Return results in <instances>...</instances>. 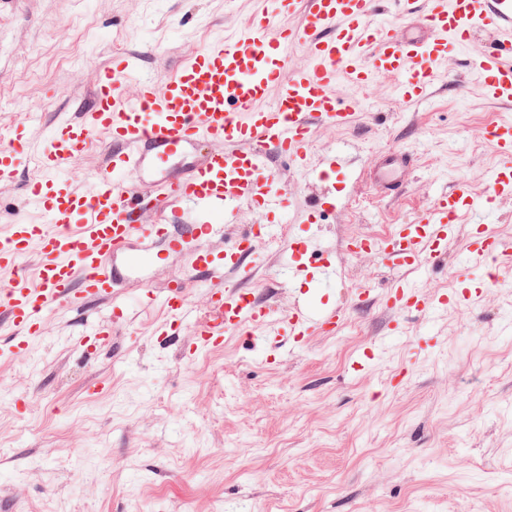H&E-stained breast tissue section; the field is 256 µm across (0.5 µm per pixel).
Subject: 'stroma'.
Listing matches in <instances>:
<instances>
[{
  "label": "stroma",
  "instance_id": "35a3bbf8",
  "mask_svg": "<svg viewBox=\"0 0 512 512\" xmlns=\"http://www.w3.org/2000/svg\"><path fill=\"white\" fill-rule=\"evenodd\" d=\"M260 0H0V139L23 131L38 149L57 122L87 107L113 44L162 78L212 38L249 26ZM493 33L449 57L451 77L408 102L397 75L336 94L357 103L350 127L317 130L312 152L349 156L336 206L320 217L339 281L288 284L287 237L301 234L319 186L284 159L290 220L275 225L240 288L283 311L306 297L344 307L333 332L292 344L262 330L225 334L222 348L156 336L167 315L132 312L105 342L74 339L106 302L50 314L18 347L0 320V512H512V273L477 303L446 305L435 326L388 309L379 253L349 238L386 236L414 220L457 179L484 188L499 164L481 128L512 116L487 98L468 60ZM412 153L402 192L381 197L365 173L379 153ZM34 160L0 183L7 231ZM468 226L459 224L423 294L454 295ZM374 357L351 371L352 359Z\"/></svg>",
  "mask_w": 512,
  "mask_h": 512
}]
</instances>
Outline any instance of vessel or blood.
Here are the masks:
<instances>
[{"instance_id": "vessel-or-blood-1", "label": "vessel or blood", "mask_w": 512, "mask_h": 512, "mask_svg": "<svg viewBox=\"0 0 512 512\" xmlns=\"http://www.w3.org/2000/svg\"><path fill=\"white\" fill-rule=\"evenodd\" d=\"M272 2L276 11H263L246 29L205 46L163 81L143 76L135 55L113 57L98 74L91 107L50 130L37 154L39 175L26 195L43 221L16 217L0 236V269L15 273L0 293V311L18 335H38L46 314L63 305L107 300L116 318L127 317L128 306L115 303L120 288L145 265L171 256L184 258V277L159 297L141 290L138 302L159 301L175 315L191 316L200 347L251 327L299 340L332 330L343 319L342 310L309 300L283 314L225 283L227 273L248 272L257 254L242 238L225 241V229L239 223L243 204L287 213L288 191L270 166L271 154L291 160L311 181L335 182L339 155L314 159L311 145L315 129L342 128L354 118L352 104L334 92L337 82L365 85L378 74L395 73L402 78V98L421 100L441 76V64L467 45L477 28L512 27V0H400L405 15L420 22L418 31L402 35L382 19L385 0ZM297 10L300 23L273 25L274 14ZM295 52L305 63L285 74ZM471 66L486 97L512 101V38L477 54ZM130 82L137 85L132 95L125 91ZM484 136L502 159L486 189L456 180L417 219L393 225L379 243L387 268L425 272L440 261L459 221L512 200V121L491 123ZM201 142L209 149L195 168L167 172L146 187L135 185L146 153L161 157L172 147ZM95 152L102 161L92 186L79 190L65 173ZM27 153L22 134L0 144L1 181L13 179ZM411 161L404 151L380 155L370 170L375 189L398 194V174ZM150 208L159 210V218L141 223ZM33 247L37 261L18 272ZM288 253L289 283L336 274L330 260L316 257L312 237H293ZM466 264L493 278L512 267V242L486 225H472ZM202 281L211 285V308L194 315L189 294ZM386 295L398 311L438 308L412 278L397 279Z\"/></svg>"}]
</instances>
